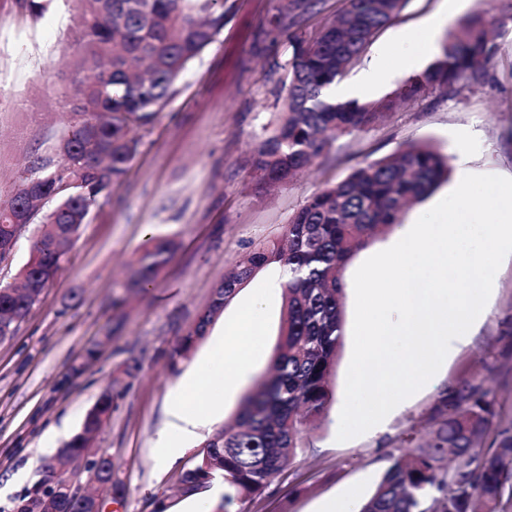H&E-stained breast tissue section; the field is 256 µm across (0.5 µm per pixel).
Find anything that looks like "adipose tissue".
Wrapping results in <instances>:
<instances>
[{
    "label": "adipose tissue",
    "mask_w": 512,
    "mask_h": 512,
    "mask_svg": "<svg viewBox=\"0 0 512 512\" xmlns=\"http://www.w3.org/2000/svg\"><path fill=\"white\" fill-rule=\"evenodd\" d=\"M259 332L258 312L252 307L244 311L229 329L223 340L224 355L229 360L224 372L225 382L233 383L245 377L249 364L246 339ZM207 386L208 375L202 372L177 388L170 406L173 432L162 436L157 443V455L162 461H174L180 452L182 439L217 410L218 403L209 396Z\"/></svg>",
    "instance_id": "1"
}]
</instances>
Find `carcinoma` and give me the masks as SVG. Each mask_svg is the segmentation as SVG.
Wrapping results in <instances>:
<instances>
[{"label":"carcinoma","mask_w":512,"mask_h":512,"mask_svg":"<svg viewBox=\"0 0 512 512\" xmlns=\"http://www.w3.org/2000/svg\"><path fill=\"white\" fill-rule=\"evenodd\" d=\"M228 0H78L71 43L81 65L94 72L81 82L69 111L77 122L64 136L63 162H37L22 187L0 202V263L10 260L19 213L36 225L19 288L0 287V318H25L69 261L73 243L98 199L121 180L138 149L131 131L153 122L168 104L187 65L224 29ZM324 0H284L268 20V33L301 30L322 13ZM407 0H344L309 38H294L286 73L287 95L273 133L254 149V169L264 188L293 180L337 138L364 130L399 103L461 79L482 83L497 44L487 11L479 7L450 33L436 61L409 77L379 102L336 103L322 91L356 62L374 36L402 11ZM448 156L428 144L410 143L366 162L346 179L312 195L285 228L283 244L260 243L244 262L224 274L195 326L171 354L178 370L208 326L256 270L287 261L285 312L280 344L270 370L244 395L235 423L217 430L181 471L182 495L207 491L224 481L214 512H242L270 479L286 470L303 432L320 425L333 393L330 379L344 338V270L377 232L401 221L407 204L421 200L448 178ZM55 206L43 212L49 203ZM175 244L151 236L134 263L132 287L146 288L171 260ZM113 396L85 417L90 441L99 413L112 414ZM422 438H398L408 452L384 473L360 512H509L512 509V420L499 418L483 381L441 390ZM98 480L112 482L106 453L93 461ZM22 512H84L76 494L52 498L24 495Z\"/></svg>","instance_id":"carcinoma-1"}]
</instances>
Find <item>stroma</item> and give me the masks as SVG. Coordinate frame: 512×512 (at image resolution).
Listing matches in <instances>:
<instances>
[{
    "mask_svg": "<svg viewBox=\"0 0 512 512\" xmlns=\"http://www.w3.org/2000/svg\"><path fill=\"white\" fill-rule=\"evenodd\" d=\"M33 14L18 0H0V201L20 189L37 161L58 164V145L72 118L65 108L81 79L66 67L75 52L72 0H42ZM224 29L184 71L176 92L152 124L136 129L138 151L126 176L99 198L77 238L70 261L43 293L12 339L0 343V512L34 486L43 461L80 432L114 374L138 364L115 398L108 423L94 447L112 458L120 486L106 512H213L224 486L184 497L177 477L202 442L235 417L243 395L265 374L277 351L284 292L272 281L283 265L274 262L242 286L205 338L170 371L180 336L209 304L213 289L251 247L281 238L308 198L347 178L362 163L397 152L411 142H428L447 155L457 147L452 134L476 136L470 166L478 174L512 177V23L497 38V55L484 84L460 80L453 91L438 90L407 102L366 129L332 143L292 181L266 193L257 185L255 144L274 128L284 78L280 63L293 48L288 36L267 34L278 0H233ZM440 8V0H408L400 16L368 45L364 58L389 51V80L367 95L373 103L404 80L421 73L440 53V44L420 51L403 43L405 33ZM448 193L440 185L403 213L399 224L379 233L344 271L352 279L371 255L396 240ZM173 239L177 250L155 283L138 293L121 288L131 263L149 237ZM260 306L261 336L250 345V369L238 384L219 389V409L200 427V438L175 463L161 464L156 444L169 426L174 390L196 370L224 373L215 354L227 329L251 304ZM512 325V255L495 275L487 312L472 340L444 360L438 373L405 400L385 429L337 441L352 342L344 340L331 378L333 399L325 421L304 434L281 475L246 512H320L331 500L348 501L351 512L374 491L400 449L389 439L422 432L437 393L460 385L470 367L482 369L498 411L512 417V355L504 333ZM97 348L94 360L84 353ZM79 374H72L73 366Z\"/></svg>",
    "mask_w": 512,
    "mask_h": 512,
    "instance_id": "stroma-1",
    "label": "stroma"
}]
</instances>
